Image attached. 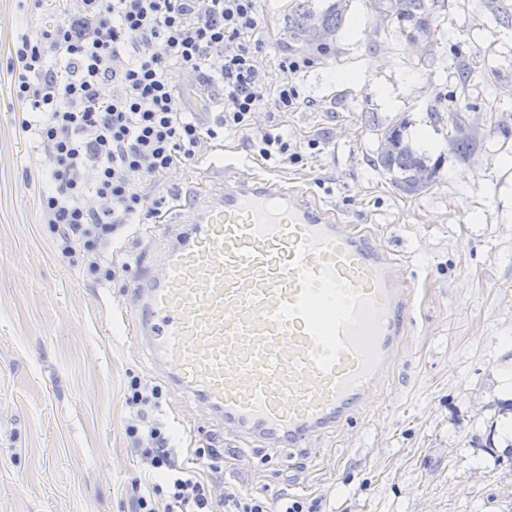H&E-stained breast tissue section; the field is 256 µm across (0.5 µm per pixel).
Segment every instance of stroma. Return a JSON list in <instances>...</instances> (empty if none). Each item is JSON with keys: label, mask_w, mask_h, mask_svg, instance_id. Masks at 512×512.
<instances>
[{"label": "stroma", "mask_w": 512, "mask_h": 512, "mask_svg": "<svg viewBox=\"0 0 512 512\" xmlns=\"http://www.w3.org/2000/svg\"><path fill=\"white\" fill-rule=\"evenodd\" d=\"M32 0H0V512H132L150 473L156 423L200 476L213 512H235L245 493L303 502L309 512H512V28L485 0H448L434 41L421 49L397 21L379 23L350 0L336 51L301 49L311 67L296 82L308 106L254 113L279 127L298 161L255 155L228 133L197 160L144 186L148 202L207 187L209 165L275 177L334 209L388 246L415 294L413 334L383 392L359 416L322 435L312 453L234 441L219 416L169 383L117 310L141 261L157 267L164 237L150 219L112 236L111 280L86 253L61 257L44 223L26 114L9 66L18 36L35 30ZM484 61L461 82L459 66ZM462 108L477 141L451 149L449 110ZM404 126L437 162L421 193L399 191L370 159L384 129ZM161 392L158 405L127 404L131 383Z\"/></svg>", "instance_id": "stroma-1"}]
</instances>
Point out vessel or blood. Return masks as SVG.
<instances>
[{"label": "vessel or blood", "instance_id": "vessel-or-blood-1", "mask_svg": "<svg viewBox=\"0 0 512 512\" xmlns=\"http://www.w3.org/2000/svg\"><path fill=\"white\" fill-rule=\"evenodd\" d=\"M158 274L131 286V336L234 437L303 448L387 381L412 329L392 251L276 178L213 170Z\"/></svg>", "mask_w": 512, "mask_h": 512}]
</instances>
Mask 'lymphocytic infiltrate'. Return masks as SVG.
Instances as JSON below:
<instances>
[{"mask_svg": "<svg viewBox=\"0 0 512 512\" xmlns=\"http://www.w3.org/2000/svg\"><path fill=\"white\" fill-rule=\"evenodd\" d=\"M60 16L21 34L11 66L13 91L30 118L35 153L50 157L45 223L56 225L63 257L91 254L104 280L112 260L103 246L139 214L161 221L143 185L192 161L202 140L246 135L263 160L291 144L270 129L253 133V112L305 106L293 76L309 59L281 57L288 81L263 78L266 21L257 0H58ZM191 75L216 100L217 118L195 112L173 79ZM149 465L164 473V505L138 496L135 512H208V489L195 468L179 465L160 428L149 430Z\"/></svg>", "mask_w": 512, "mask_h": 512, "instance_id": "obj_1", "label": "lymphocytic infiltrate"}]
</instances>
